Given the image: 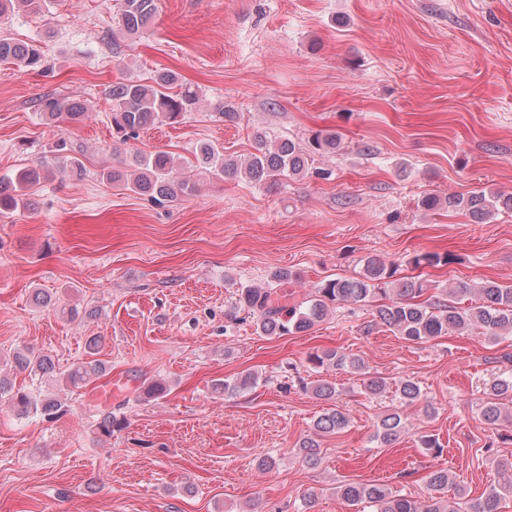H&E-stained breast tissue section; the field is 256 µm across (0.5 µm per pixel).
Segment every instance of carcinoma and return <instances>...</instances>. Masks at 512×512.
Listing matches in <instances>:
<instances>
[{"label":"carcinoma","mask_w":512,"mask_h":512,"mask_svg":"<svg viewBox=\"0 0 512 512\" xmlns=\"http://www.w3.org/2000/svg\"><path fill=\"white\" fill-rule=\"evenodd\" d=\"M49 0H0V17L9 11L26 8L40 12ZM157 13L156 0H123L120 26L124 33L135 36L147 28ZM0 61H7L24 71H39L43 67L41 49L34 43L0 37ZM112 101V128L122 142L135 139L139 132L156 123H174L196 108L199 94L183 83L180 75L170 69L157 70L146 80L118 82L109 91ZM44 114L54 120L63 118L79 123L87 116L84 103L68 97L46 95L41 98ZM252 149L247 157L224 154V149L210 142H200L195 148L198 166L216 178L224 180L244 176L257 185L275 186L286 179L315 177L329 180L333 171L314 166L315 158L333 155L341 149V138L333 131L317 132L303 147L290 138L271 139L263 129L252 135ZM54 160L74 176H81L83 161L67 148V142L57 141L50 149ZM130 172L122 173L111 168L102 169V179L113 183L120 181L127 189L146 195L156 205L190 197L198 191V183L181 173L178 158L169 151L155 150L136 152L127 163ZM43 166L37 165L12 179L0 178V214L27 208L28 185L41 179ZM425 210L440 207L450 212H462L470 220L483 224L499 211L512 212V192H496L488 195L473 191L467 195L450 194L441 199L427 196L420 201ZM454 256L446 254H420L413 257L415 267L423 268L450 264ZM427 280L421 276L395 277L393 266L377 256L364 259L363 271L348 278L327 280L315 286L309 299L297 306L279 302L277 292L263 286H247L238 289L237 308L247 312L255 320L256 330L264 336H282L303 333L323 322L332 309L339 305L362 307L378 297L388 302L378 304L365 330L385 326L404 339L423 342L446 336L450 331L458 333L478 328L493 341L512 338V286L487 280L474 288L460 282L448 289L454 300L448 303L421 300L427 290ZM100 337L93 336L86 343L87 358L64 370H56L51 358L34 353L31 349L13 353L15 367L34 373H54L58 383L65 388L86 387L108 375L111 367L96 358ZM309 361L328 370H343L362 376L364 393L370 396L386 392L395 386V395L406 405L422 401L421 388L410 378L389 383L386 378L372 376L364 359L337 349H326L309 355ZM504 368L485 388V399L479 410L482 422L492 430L512 419V353L502 356ZM256 376L249 372L231 381L214 384L216 392L232 397L256 385ZM168 390L165 382L152 380L139 392L137 400L146 401L163 395ZM9 394L17 414L31 413L53 418L63 411L62 402L48 394L34 395L25 390H13L0 377V396ZM349 425L348 416L334 408L313 423L312 431L299 444V455L307 465L321 463L320 441L322 438L344 431ZM127 427V418L110 410L100 413L95 434L100 440L108 439ZM404 423L398 413L384 415L377 423L376 438L380 444L389 445L400 437ZM450 478L448 469L435 467L429 470L426 483L428 496L416 499L381 483H340L336 496L348 508L369 505L371 512H503L502 501L512 496V484L491 485L483 494L469 499L461 492L448 497Z\"/></svg>","instance_id":"1"}]
</instances>
